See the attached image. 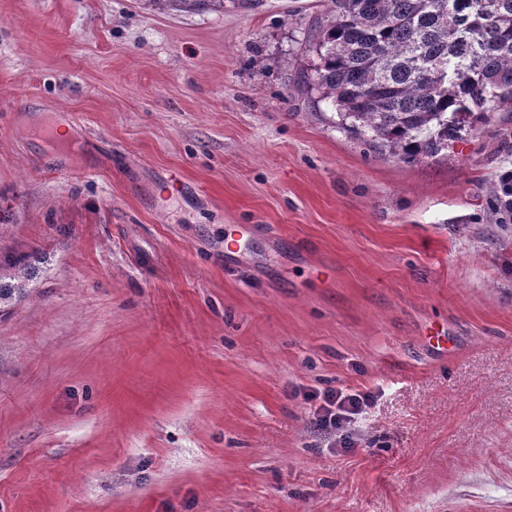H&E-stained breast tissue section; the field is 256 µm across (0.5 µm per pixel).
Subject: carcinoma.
<instances>
[{"label": "carcinoma", "mask_w": 512, "mask_h": 512, "mask_svg": "<svg viewBox=\"0 0 512 512\" xmlns=\"http://www.w3.org/2000/svg\"><path fill=\"white\" fill-rule=\"evenodd\" d=\"M307 44L316 62L304 84L339 125L394 160L419 163L512 104V0H328ZM38 274L28 257L0 261V303L26 295Z\"/></svg>", "instance_id": "cac0c4a2"}]
</instances>
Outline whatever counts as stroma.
<instances>
[{
	"label": "stroma",
	"instance_id": "35a3bbf8",
	"mask_svg": "<svg viewBox=\"0 0 512 512\" xmlns=\"http://www.w3.org/2000/svg\"><path fill=\"white\" fill-rule=\"evenodd\" d=\"M325 9L0 0V512H512V106L390 159L303 83ZM30 257L34 261V256H7L3 262L0 259L1 305L20 301L27 294L26 281L34 278L39 272L32 261L28 260ZM374 400L372 392L344 393L327 395L319 406H314L315 423L322 429L336 431L334 445L341 448L350 447L348 428L357 422Z\"/></svg>",
	"mask_w": 512,
	"mask_h": 512
}]
</instances>
